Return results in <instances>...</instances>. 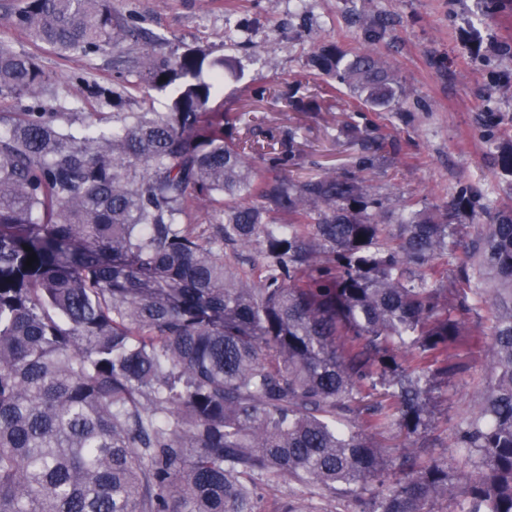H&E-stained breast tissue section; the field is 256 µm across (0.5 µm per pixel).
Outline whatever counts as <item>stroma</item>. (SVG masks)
<instances>
[{"label": "stroma", "instance_id": "35a3bbf8", "mask_svg": "<svg viewBox=\"0 0 512 512\" xmlns=\"http://www.w3.org/2000/svg\"><path fill=\"white\" fill-rule=\"evenodd\" d=\"M122 15H135L149 33L144 49L154 54L205 45L236 58L238 81L225 83L224 109L236 117L234 135L264 140L268 131L297 130L300 164L293 177L321 170L352 171L364 148L378 144L387 166L365 172L370 195L390 211L405 199L430 206L449 201L461 187L495 207L512 205V177L501 174L498 145L512 140V0L485 15L478 0H112ZM0 40L33 56L53 80L42 96L55 112L107 126L112 108L98 87L121 90L113 52L89 57L58 53L15 30L0 12ZM347 53L374 44L401 80L400 103L389 112H350L348 90L320 95L322 82L308 66L321 45ZM142 47L127 42L124 53ZM254 86L275 88L278 98L257 99ZM319 94L314 112L292 111L293 88ZM358 125L363 140L347 134ZM468 373L435 385L434 414L425 431L435 457L466 472L465 452L455 434L483 390V361L469 356Z\"/></svg>", "mask_w": 512, "mask_h": 512}]
</instances>
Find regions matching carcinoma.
Wrapping results in <instances>:
<instances>
[{"label": "carcinoma", "mask_w": 512, "mask_h": 512, "mask_svg": "<svg viewBox=\"0 0 512 512\" xmlns=\"http://www.w3.org/2000/svg\"><path fill=\"white\" fill-rule=\"evenodd\" d=\"M0 8L62 54L141 36L112 0ZM309 66L367 107L398 102L371 46H323ZM127 69L171 90L167 110L121 112L108 91L112 127L75 128L38 102L50 74L0 42V101L32 99L0 112V512H260L255 489L288 480L354 494L388 469L376 436L418 434L431 383L467 372L473 349L488 372L456 438L474 468L465 512H512V208L483 211L461 258L449 218L480 207L470 190L387 224L362 175L376 153L294 179L276 144L297 130L259 148L224 135L235 58L143 50ZM218 199L207 229L187 224ZM470 293L494 308L488 338L465 326ZM423 451L362 512L452 498L460 478Z\"/></svg>", "instance_id": "cac0c4a2"}]
</instances>
